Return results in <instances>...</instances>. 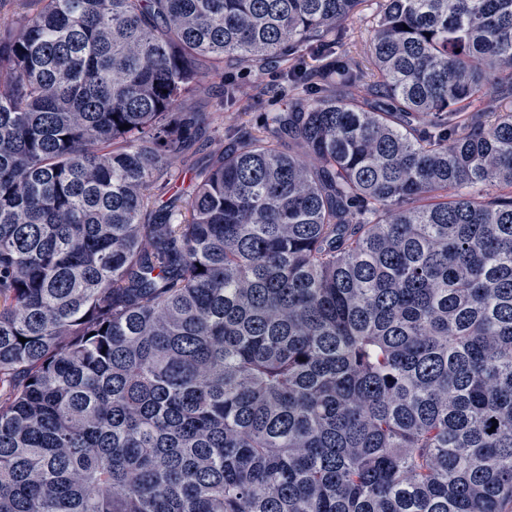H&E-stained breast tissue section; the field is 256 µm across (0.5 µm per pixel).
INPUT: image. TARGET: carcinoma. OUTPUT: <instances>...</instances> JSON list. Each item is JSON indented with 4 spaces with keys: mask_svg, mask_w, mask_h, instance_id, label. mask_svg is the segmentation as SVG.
Here are the masks:
<instances>
[{
    "mask_svg": "<svg viewBox=\"0 0 512 512\" xmlns=\"http://www.w3.org/2000/svg\"><path fill=\"white\" fill-rule=\"evenodd\" d=\"M16 2L0 512H508L512 0H377L372 74L303 57L364 0ZM233 80L240 87L242 94L232 102H227L223 89L210 81L200 85L188 102L192 108L198 111L214 112L213 127L217 132L212 135H220L224 138V143L235 136L243 125L253 126L258 112H277L283 105L281 97L272 95L265 96L260 100L261 109L254 108L253 105L257 101L254 96L257 90L284 83L278 71H258L248 67L236 72Z\"/></svg>",
    "mask_w": 512,
    "mask_h": 512,
    "instance_id": "obj_1",
    "label": "carcinoma"
}]
</instances>
